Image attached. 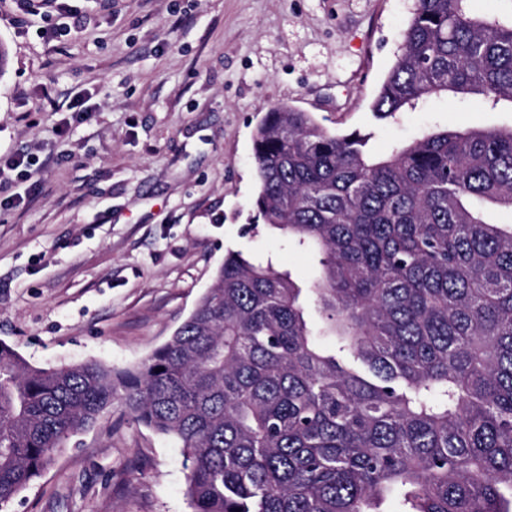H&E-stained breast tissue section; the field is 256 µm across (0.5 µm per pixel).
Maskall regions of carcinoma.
I'll use <instances>...</instances> for the list:
<instances>
[{
	"mask_svg": "<svg viewBox=\"0 0 512 512\" xmlns=\"http://www.w3.org/2000/svg\"><path fill=\"white\" fill-rule=\"evenodd\" d=\"M439 93L512 105V13L416 0L373 111ZM367 144L285 106L255 130V206L312 282L229 251L134 367L0 342V512L117 397L180 442L193 512H512V228L483 211L512 210V127Z\"/></svg>",
	"mask_w": 512,
	"mask_h": 512,
	"instance_id": "1",
	"label": "carcinoma"
}]
</instances>
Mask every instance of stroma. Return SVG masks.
<instances>
[{
  "instance_id": "stroma-1",
  "label": "stroma",
  "mask_w": 512,
  "mask_h": 512,
  "mask_svg": "<svg viewBox=\"0 0 512 512\" xmlns=\"http://www.w3.org/2000/svg\"><path fill=\"white\" fill-rule=\"evenodd\" d=\"M0 0V340L29 363L133 366L210 288L227 250L309 255L256 225L253 133L273 107L373 153L423 130L512 127V106L434 95L378 120L371 103L415 0ZM68 24L67 35L49 30ZM91 109L73 120L77 95ZM25 195L18 207L13 194ZM180 444L122 403L71 437L8 512H192Z\"/></svg>"
}]
</instances>
